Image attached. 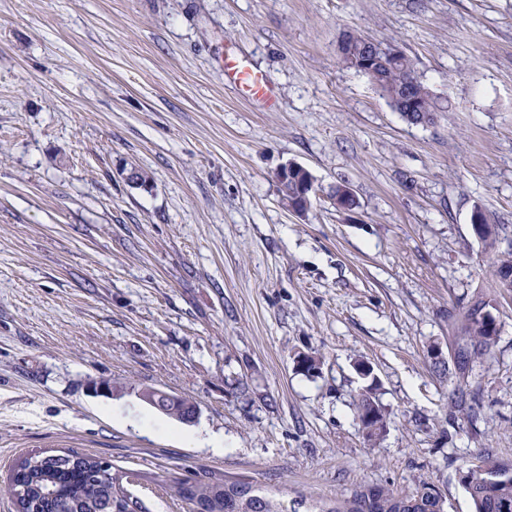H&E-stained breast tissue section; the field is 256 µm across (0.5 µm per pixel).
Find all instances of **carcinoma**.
<instances>
[{"mask_svg": "<svg viewBox=\"0 0 512 512\" xmlns=\"http://www.w3.org/2000/svg\"><path fill=\"white\" fill-rule=\"evenodd\" d=\"M414 72L412 60L402 54L396 66L383 70L372 79L373 84L390 106H398V88L403 77ZM420 106L432 112L443 109L422 83L415 85ZM480 223L489 228L481 239L485 247L497 253L492 275L498 277L499 267H512V251H499L502 238L509 235V226L496 224L488 211L479 212ZM485 294L477 292L470 305L453 316L456 332L454 359L459 377H469L474 367L483 362L495 346L499 328L488 324L482 310ZM359 426L372 419L375 425L369 437L377 441L386 432L387 412L377 399L375 385L363 388L354 400ZM73 456L75 462L61 465L62 456ZM461 482L472 504V512H512V466L508 467L490 454H480L475 462L461 469ZM174 496L190 506L192 512H298L288 509L278 496L265 492L253 481L227 475H211L205 479L172 480ZM5 493L15 502L18 512H136L138 501L123 486V476L112 472L108 463L74 450L57 454H33L20 460L13 468ZM306 512H446L439 490L423 482L411 493L396 492L384 487H368L341 494L329 502L315 504Z\"/></svg>", "mask_w": 512, "mask_h": 512, "instance_id": "cac0c4a2", "label": "carcinoma"}]
</instances>
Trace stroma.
<instances>
[{
    "label": "stroma",
    "mask_w": 512,
    "mask_h": 512,
    "mask_svg": "<svg viewBox=\"0 0 512 512\" xmlns=\"http://www.w3.org/2000/svg\"><path fill=\"white\" fill-rule=\"evenodd\" d=\"M350 33L403 51L448 110L403 119L343 63ZM228 55L273 106L225 82ZM291 163L318 187L302 216L276 179ZM477 206L512 225V0H0V485L70 449L133 473L143 512H190L170 481L205 470L288 503L428 482L471 512L462 462L512 464V288ZM479 288L501 328L470 423L430 350ZM360 360L388 414L374 443Z\"/></svg>",
    "instance_id": "stroma-1"
}]
</instances>
